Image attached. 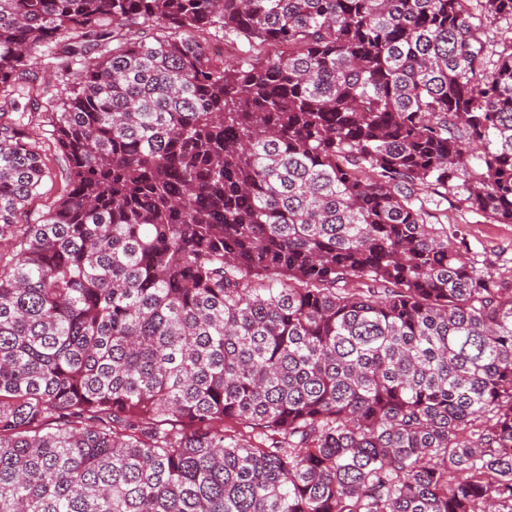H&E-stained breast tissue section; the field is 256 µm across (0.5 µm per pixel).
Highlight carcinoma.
<instances>
[{"label":"carcinoma","instance_id":"1","mask_svg":"<svg viewBox=\"0 0 512 512\" xmlns=\"http://www.w3.org/2000/svg\"><path fill=\"white\" fill-rule=\"evenodd\" d=\"M496 20L0 0V512H512V290L429 222L512 224ZM42 64L66 185L20 224ZM210 46L213 48L215 46L222 45L224 46V55H214V58L220 62L224 61H236L240 58L244 53L243 50H248V46L244 45L240 40H236L234 38H224L222 39L219 36H209L207 37Z\"/></svg>","mask_w":512,"mask_h":512}]
</instances>
